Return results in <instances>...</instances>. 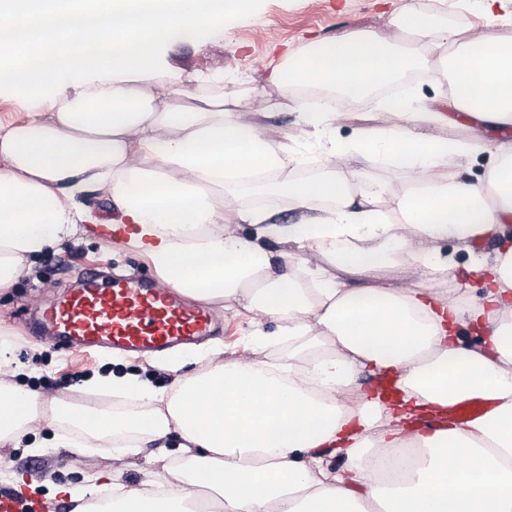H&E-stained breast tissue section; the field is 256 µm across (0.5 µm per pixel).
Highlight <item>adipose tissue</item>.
Listing matches in <instances>:
<instances>
[{
    "mask_svg": "<svg viewBox=\"0 0 512 512\" xmlns=\"http://www.w3.org/2000/svg\"><path fill=\"white\" fill-rule=\"evenodd\" d=\"M496 0H484L487 33L406 16L398 36H342L290 55L270 83L361 100L408 70L448 79V101L483 125L512 129V40L497 29ZM243 0H0V83L40 96L49 119L0 124V291L29 262L98 218L80 196L104 191L128 224L126 247L198 301L222 300L277 319L288 356L277 364L227 359L157 388L137 377L96 373L86 390L130 395V410L108 416L55 401L53 438H31L38 392L0 382V447L76 448L83 435L111 437L108 459L123 461V439L141 450L170 432L178 456L159 451L139 488L113 485L120 512H195L206 497L222 512H512V247L499 248L491 288L475 296L444 287L451 259L436 241L462 245L512 232V144L481 182L460 173L486 148L480 136L440 137L447 113L400 103L398 122L362 130L351 144L331 137L326 112H306L322 160L375 158L409 170L395 220L378 209L362 172L284 180L299 159L275 146L272 130L242 119L263 98L249 88L225 100L219 81L198 74L156 82L157 46L184 31L223 25ZM53 38H41L44 29ZM89 74L77 94L58 83ZM444 168L447 178L429 181ZM265 175L299 215L273 224L266 211L236 204V173ZM256 224L284 243L278 259L230 232ZM318 247L305 268L300 250ZM422 271L426 284L394 287ZM394 378L400 397L359 391L363 373ZM480 397L492 409L467 427L430 435L408 425L449 402ZM67 421L71 430L57 431ZM342 466L330 470L322 449ZM395 448L419 452L389 477Z\"/></svg>",
    "mask_w": 512,
    "mask_h": 512,
    "instance_id": "ef3b65f1",
    "label": "adipose tissue"
}]
</instances>
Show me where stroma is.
Masks as SVG:
<instances>
[{
    "label": "stroma",
    "instance_id": "stroma-1",
    "mask_svg": "<svg viewBox=\"0 0 512 512\" xmlns=\"http://www.w3.org/2000/svg\"><path fill=\"white\" fill-rule=\"evenodd\" d=\"M411 13L429 14L436 25L469 29L480 35L484 29L483 0H258L256 8L226 19L222 27L209 29L190 40L176 39L159 46L154 57L158 78L179 77L183 89L194 90L193 77L207 72L224 80V93L231 96L251 87L265 92V109L245 112L246 120L258 126L275 125V142L304 159L292 170L295 178H306L325 171L346 173L350 165L342 158L322 163L312 135L304 131L295 103H283L279 93L267 85L274 67L288 54L314 41H329L350 34H394L399 21ZM311 109L334 110V138L347 142L356 138L360 129L385 130L394 116L378 105L376 97L357 104L331 108L319 97H308ZM436 247L451 257L455 266L451 283L457 288L474 287L479 276L476 264H490L493 241L473 243L464 248L448 239ZM99 263L111 264L113 272H138L146 276L155 270L149 259L125 249L121 243L105 244L86 234L78 243L66 244L45 252L31 263L28 275L8 291L0 292V330L11 334L13 359L19 369L15 383L35 384L37 392L47 399L65 398L75 406H97L106 410L126 407V400L98 396L60 383L56 370L67 358L49 343L29 336L25 320L50 303L76 277L80 270ZM223 315L226 333L218 343L187 349L192 369L207 367L215 348L224 357L250 358L247 348L253 330L252 315L239 306L226 302L215 305ZM79 369L112 370L119 375L136 374L158 387L169 386L173 375L158 360H135L103 355L82 358ZM146 454L127 456L115 463L103 458L94 444L73 450L56 448L34 454L23 448L0 449V490L16 489L35 498L39 512H66L68 497L53 493V486L80 485L85 474L99 472L104 482L126 489L139 487L149 469Z\"/></svg>",
    "mask_w": 512,
    "mask_h": 512
}]
</instances>
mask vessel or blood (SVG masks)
Wrapping results in <instances>:
<instances>
[{
    "label": "vessel or blood",
    "mask_w": 512,
    "mask_h": 512,
    "mask_svg": "<svg viewBox=\"0 0 512 512\" xmlns=\"http://www.w3.org/2000/svg\"><path fill=\"white\" fill-rule=\"evenodd\" d=\"M60 349L84 355L107 351L119 356H163L219 336L224 322L210 308L192 305L155 279L112 275L91 268L67 294L43 308L30 323ZM488 400L448 405L422 421L424 431L462 426L484 416Z\"/></svg>",
    "instance_id": "b4317fda"
}]
</instances>
